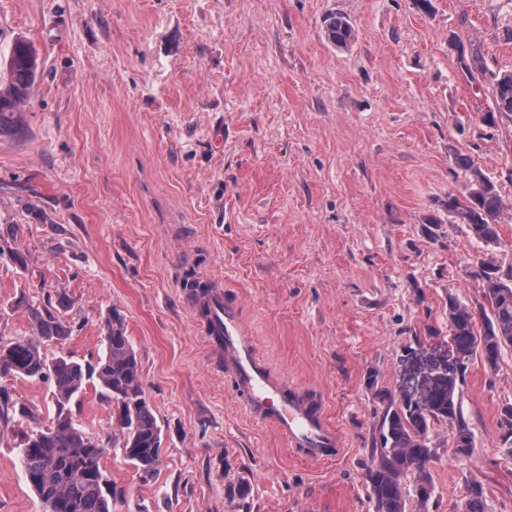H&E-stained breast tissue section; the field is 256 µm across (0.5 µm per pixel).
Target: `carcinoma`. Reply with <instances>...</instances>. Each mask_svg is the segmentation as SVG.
Masks as SVG:
<instances>
[{"label":"carcinoma","instance_id":"obj_1","mask_svg":"<svg viewBox=\"0 0 512 512\" xmlns=\"http://www.w3.org/2000/svg\"><path fill=\"white\" fill-rule=\"evenodd\" d=\"M327 40L337 47L351 43L355 32L351 24L336 15L324 21ZM458 61L469 74L486 69L482 55L458 45ZM39 76V61L34 46L23 37L12 44L0 63V135L16 134L21 129L18 114L29 100ZM491 98L494 109L482 113L488 126L503 119L512 121V70L491 73ZM468 176L469 191L464 199L448 196L445 208L453 224L466 228L468 237L487 247L501 244L499 225L503 201L491 178L474 168L468 159L457 158ZM9 253L23 268L26 258L15 248L12 237L0 231V255ZM475 277L482 283L487 305L471 307L448 295V333L457 354L466 362L478 355L484 365L495 370L502 350L512 346V268L505 271L492 256L477 257ZM484 324L476 326L475 313ZM32 333L16 336L0 344V364L17 378L51 385L55 413L51 423L25 435L22 462L25 478L46 512H112L113 489L103 459L108 443L87 433L74 418L70 403L82 391L87 373L95 374L100 387L115 406L123 433V451L142 480L153 479L161 466L160 430L146 401L138 360L120 315L108 317L104 324L105 353L95 365L83 366L70 356L48 358L44 342L63 341L66 330L51 314L29 305ZM384 408L378 423V439L370 448L371 464L366 471L369 500L374 512H407L409 498H415L417 512H426L433 494L427 464L435 454L433 427L444 423L452 432L456 455H471L475 434L464 418L457 385H450L429 398L426 408L398 402L391 394L380 395ZM414 476L413 489L405 487L408 475ZM464 512H486L484 488L477 482L466 488Z\"/></svg>","mask_w":512,"mask_h":512}]
</instances>
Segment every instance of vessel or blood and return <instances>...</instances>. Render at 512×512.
I'll use <instances>...</instances> for the list:
<instances>
[{
    "mask_svg": "<svg viewBox=\"0 0 512 512\" xmlns=\"http://www.w3.org/2000/svg\"><path fill=\"white\" fill-rule=\"evenodd\" d=\"M204 335L223 346L226 374L251 416L271 425L304 458L321 462L342 452L343 442L323 403L303 388L275 375L261 358L236 301L224 289L211 287L203 300Z\"/></svg>",
    "mask_w": 512,
    "mask_h": 512,
    "instance_id": "1",
    "label": "vessel or blood"
}]
</instances>
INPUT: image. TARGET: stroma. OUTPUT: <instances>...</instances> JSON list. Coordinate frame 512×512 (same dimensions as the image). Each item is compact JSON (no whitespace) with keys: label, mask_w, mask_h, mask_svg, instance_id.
<instances>
[{"label":"stroma","mask_w":512,"mask_h":512,"mask_svg":"<svg viewBox=\"0 0 512 512\" xmlns=\"http://www.w3.org/2000/svg\"><path fill=\"white\" fill-rule=\"evenodd\" d=\"M353 25L345 48L323 19ZM40 77L20 134L0 136V339L30 334L26 303L67 329L47 357L104 352L119 312L160 430L142 480L96 380L70 408L110 439L113 512H372L366 468L383 404L452 365L449 296L484 302L482 243L448 223L463 156L512 208V122L487 127L488 77H466L467 38L512 70V0H0V60L17 37ZM222 281L278 375L322 398L342 432L308 461L249 417L201 332L183 278ZM475 448L455 461L433 432L429 512H463L481 483L512 512V348L458 383ZM30 419H0V512H45L22 466L50 422V386L0 376ZM239 498L229 499V490Z\"/></svg>","instance_id":"35a3bbf8"}]
</instances>
